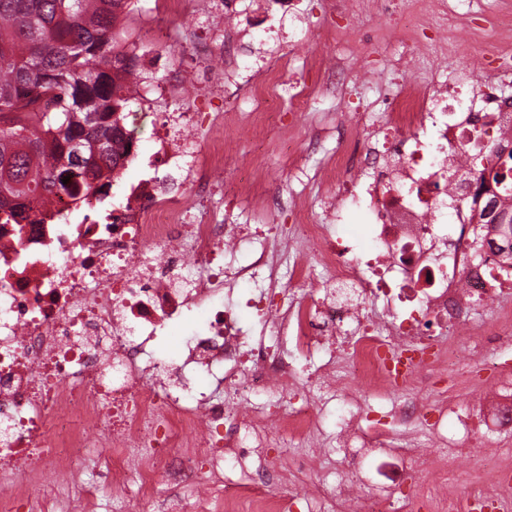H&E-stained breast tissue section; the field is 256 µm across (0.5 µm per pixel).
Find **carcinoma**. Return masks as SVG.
Wrapping results in <instances>:
<instances>
[{"instance_id": "obj_1", "label": "carcinoma", "mask_w": 512, "mask_h": 512, "mask_svg": "<svg viewBox=\"0 0 512 512\" xmlns=\"http://www.w3.org/2000/svg\"><path fill=\"white\" fill-rule=\"evenodd\" d=\"M130 3L0 0L3 223L34 224L48 197L63 192L86 203L119 177L131 68L113 30ZM44 98L53 110L41 109Z\"/></svg>"}]
</instances>
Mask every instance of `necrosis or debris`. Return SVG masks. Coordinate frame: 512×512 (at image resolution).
Masks as SVG:
<instances>
[{"label":"necrosis or debris","mask_w":512,"mask_h":512,"mask_svg":"<svg viewBox=\"0 0 512 512\" xmlns=\"http://www.w3.org/2000/svg\"><path fill=\"white\" fill-rule=\"evenodd\" d=\"M331 13L370 15L383 37L400 34L395 65L428 53L427 82L406 77L387 111L365 106L344 121L319 188L337 206L365 209L363 243L336 236L297 202L282 204L268 183L240 169L261 205L288 206L296 244L308 262L282 272L276 226L192 220L210 181L224 170V136L204 141L186 113L157 128L156 160L185 162L186 194L141 179L124 203L91 200L76 212L60 195L38 224H0V512H80L99 485L84 482L90 462L105 463L104 484L118 499L152 501L156 512H352L362 493L359 449L376 448L400 466L393 489L412 472L428 478L418 495L429 512H462L512 500V447L488 449L490 467L466 492L453 460L472 448L449 445L454 425L474 432L481 412L448 400L437 375L459 360L505 344L512 325V256L488 246L490 201L512 206V107L496 93L512 74V41L500 38L512 12L490 16L487 49L465 51L472 30L459 28L457 0H327ZM361 41L345 28L341 48L318 60L317 87L294 86L290 103L306 112L316 89L347 90V62ZM456 60L448 74L447 60ZM283 65H268L228 128L277 124ZM321 266L327 279L310 276ZM245 292L261 325L244 330L236 304ZM494 301L497 316L471 328V310ZM383 315L367 320L370 303ZM205 317L179 358H157L158 343L191 313ZM356 333L344 355L328 344L347 323ZM289 412L256 404L284 401L308 385ZM339 392V480L316 479L325 396ZM391 395L377 419L371 395ZM418 434L391 440L392 425ZM311 442L303 453L288 443ZM74 490L72 498L23 500L26 484ZM167 495L156 500L158 484Z\"/></svg>","instance_id":"1"}]
</instances>
